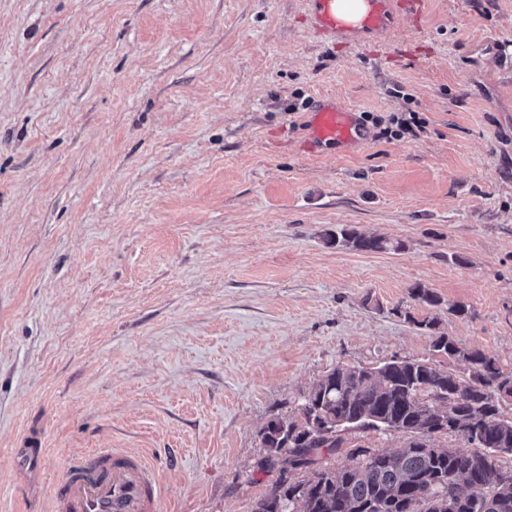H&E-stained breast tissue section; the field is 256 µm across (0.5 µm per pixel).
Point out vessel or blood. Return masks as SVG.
<instances>
[{
	"label": "vessel or blood",
	"mask_w": 512,
	"mask_h": 512,
	"mask_svg": "<svg viewBox=\"0 0 512 512\" xmlns=\"http://www.w3.org/2000/svg\"><path fill=\"white\" fill-rule=\"evenodd\" d=\"M335 0H314L323 32H341L345 23L335 13ZM359 22L368 32L382 31L388 21L389 0H363ZM308 148L321 144L345 146L366 142L353 109L319 95L306 116ZM162 495L159 469L145 456L124 448H96L73 458L52 489V512H157Z\"/></svg>",
	"instance_id": "obj_1"
}]
</instances>
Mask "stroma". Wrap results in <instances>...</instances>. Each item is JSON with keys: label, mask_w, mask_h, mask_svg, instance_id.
I'll return each mask as SVG.
<instances>
[{"label": "stroma", "mask_w": 512, "mask_h": 512, "mask_svg": "<svg viewBox=\"0 0 512 512\" xmlns=\"http://www.w3.org/2000/svg\"><path fill=\"white\" fill-rule=\"evenodd\" d=\"M391 7L331 37L313 0H0V512L94 448L153 457L161 512H251L261 428L331 367L437 331L512 368V0ZM318 95L368 142L309 155ZM323 241L330 247L351 248L364 252L399 251L402 248L400 242L393 243L385 237L366 235L349 225L336 226V230L326 231Z\"/></svg>", "instance_id": "obj_1"}]
</instances>
